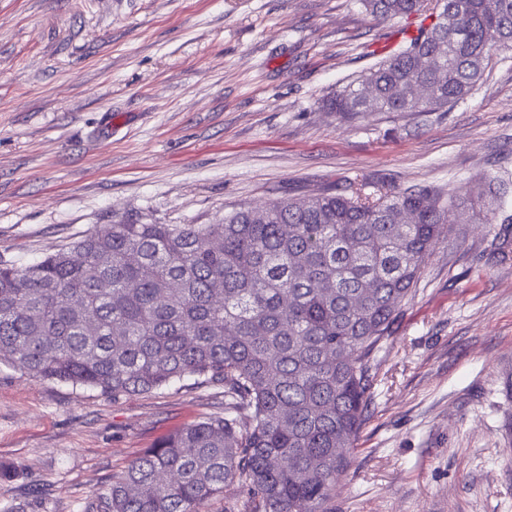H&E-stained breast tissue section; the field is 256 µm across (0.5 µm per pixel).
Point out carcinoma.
Here are the masks:
<instances>
[{"mask_svg": "<svg viewBox=\"0 0 512 512\" xmlns=\"http://www.w3.org/2000/svg\"><path fill=\"white\" fill-rule=\"evenodd\" d=\"M361 3L422 23L323 100L345 117L440 111L512 49V0ZM417 85L433 96H407ZM366 188L240 208L222 224H114L33 264L0 259V364L114 399L187 376L224 388V412L146 449L102 512H201L226 490L237 512H325L366 420L375 353L433 243L477 217L512 224L499 180L479 206L452 190ZM400 208L415 222L394 223Z\"/></svg>", "mask_w": 512, "mask_h": 512, "instance_id": "carcinoma-1", "label": "carcinoma"}]
</instances>
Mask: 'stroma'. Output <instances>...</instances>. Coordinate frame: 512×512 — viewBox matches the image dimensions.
I'll return each mask as SVG.
<instances>
[{
    "mask_svg": "<svg viewBox=\"0 0 512 512\" xmlns=\"http://www.w3.org/2000/svg\"><path fill=\"white\" fill-rule=\"evenodd\" d=\"M405 22L360 0H0V259L364 181L512 182V49L445 112L322 108ZM459 235L377 355L328 512H512V226ZM223 407L191 377L116 401L0 365V512H98L144 448Z\"/></svg>",
    "mask_w": 512,
    "mask_h": 512,
    "instance_id": "obj_1",
    "label": "stroma"
}]
</instances>
